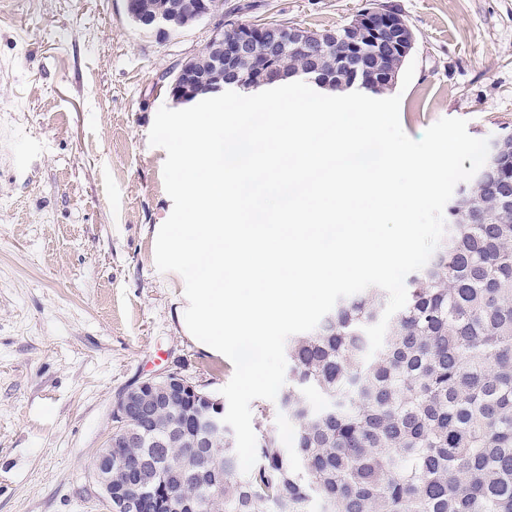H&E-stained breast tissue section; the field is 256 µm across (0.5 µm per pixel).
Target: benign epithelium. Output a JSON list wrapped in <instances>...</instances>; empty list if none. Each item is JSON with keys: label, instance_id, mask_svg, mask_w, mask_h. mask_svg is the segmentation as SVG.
<instances>
[{"label": "benign epithelium", "instance_id": "7a95c632", "mask_svg": "<svg viewBox=\"0 0 512 512\" xmlns=\"http://www.w3.org/2000/svg\"><path fill=\"white\" fill-rule=\"evenodd\" d=\"M127 16L141 27L151 29L157 36L166 37L171 31L191 24L201 18L224 14L216 6V0H124ZM346 33L336 39L324 33H300L294 27L269 22L240 25L227 19L217 28L211 40L222 44L223 58L218 65L227 68L226 81L209 82L198 72L193 58L181 62L172 87L181 89V96L192 99L199 94L219 95L224 85L243 89L270 84L281 77L280 58L288 52H296L315 61L339 43V63L347 66L343 89L365 84L395 85L399 80L396 69L384 65L386 60L408 59L416 45L417 37L407 21L394 9L379 4L361 10L345 25ZM183 389L190 393L194 387L177 374L151 376L127 389L115 404L128 424L126 442L144 439L154 414L174 391ZM224 400L216 397L212 409L201 418L203 431L224 433ZM125 466V459L112 455V445L98 453L93 463L97 486L109 512H138L139 501L145 497L155 499L160 489L153 480L139 486L135 496L123 490H113L112 470Z\"/></svg>", "mask_w": 512, "mask_h": 512}]
</instances>
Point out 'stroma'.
<instances>
[{"label": "stroma", "mask_w": 512, "mask_h": 512, "mask_svg": "<svg viewBox=\"0 0 512 512\" xmlns=\"http://www.w3.org/2000/svg\"><path fill=\"white\" fill-rule=\"evenodd\" d=\"M417 36L400 103L411 138L443 117L512 127V0H387ZM368 0H224L242 23L334 30ZM217 18L166 38L124 0H0V512H108L92 474L119 395L176 373L219 394L230 359L182 325L158 271L173 202L149 132L177 64Z\"/></svg>", "instance_id": "1"}]
</instances>
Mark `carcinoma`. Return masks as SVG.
Listing matches in <instances>:
<instances>
[{
	"mask_svg": "<svg viewBox=\"0 0 512 512\" xmlns=\"http://www.w3.org/2000/svg\"><path fill=\"white\" fill-rule=\"evenodd\" d=\"M448 204L450 236L413 276L382 348L365 359L364 327L388 298L370 287L340 302L309 332L288 338L279 414L296 429L300 467H288L276 430L262 434L245 474L235 437L207 448H120L128 468L172 488L145 512H512V148L481 168ZM328 405L310 407L304 390ZM189 401L173 396L153 425L192 429Z\"/></svg>",
	"mask_w": 512,
	"mask_h": 512,
	"instance_id": "1",
	"label": "carcinoma"
}]
</instances>
